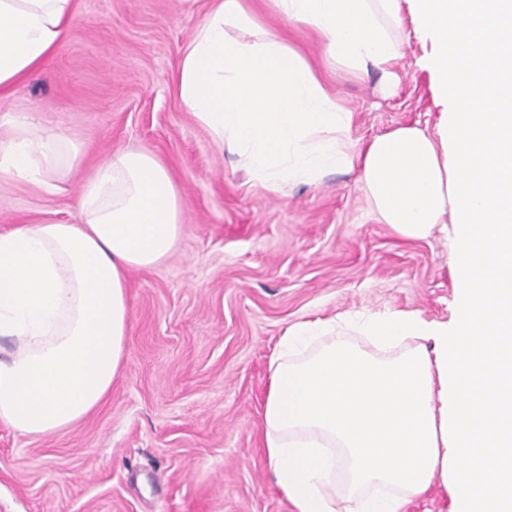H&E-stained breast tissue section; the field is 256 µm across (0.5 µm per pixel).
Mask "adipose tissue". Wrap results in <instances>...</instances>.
Returning a JSON list of instances; mask_svg holds the SVG:
<instances>
[{
  "label": "adipose tissue",
  "mask_w": 512,
  "mask_h": 512,
  "mask_svg": "<svg viewBox=\"0 0 512 512\" xmlns=\"http://www.w3.org/2000/svg\"><path fill=\"white\" fill-rule=\"evenodd\" d=\"M315 31L354 77L393 78L409 5L432 39L447 105L439 137L401 127L360 143L299 52L277 33L248 43L244 0H212L184 50L180 97L217 147L278 191L358 168L384 223L424 239L453 225L460 291L450 323L361 316L371 349L335 324L290 325L270 359L262 426L294 512H402L451 475L454 512H512V0H269ZM75 0H0V98L67 35ZM79 157L66 134L0 115V178L53 192ZM184 202L156 156L121 151L82 183L77 222L0 232V422L32 437L66 430L112 390L131 332L127 274L167 258Z\"/></svg>",
  "instance_id": "obj_1"
}]
</instances>
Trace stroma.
Returning a JSON list of instances; mask_svg holds the SVG:
<instances>
[{
  "label": "stroma",
  "mask_w": 512,
  "mask_h": 512,
  "mask_svg": "<svg viewBox=\"0 0 512 512\" xmlns=\"http://www.w3.org/2000/svg\"><path fill=\"white\" fill-rule=\"evenodd\" d=\"M286 36L353 114L362 140L398 127L436 133L445 105L410 10L398 81L357 79L309 29L247 0ZM207 0H77L63 44L0 114L31 113L81 145L47 193L0 181V232L77 216L81 181L115 151L168 167L183 233L157 266L128 274L131 336L106 400L69 430L34 439L0 422V512H293L261 429L270 358L285 329L389 310L450 321L451 243L399 236L371 210L358 174L339 169L273 192L220 150L179 94L183 50Z\"/></svg>",
  "instance_id": "stroma-1"
}]
</instances>
